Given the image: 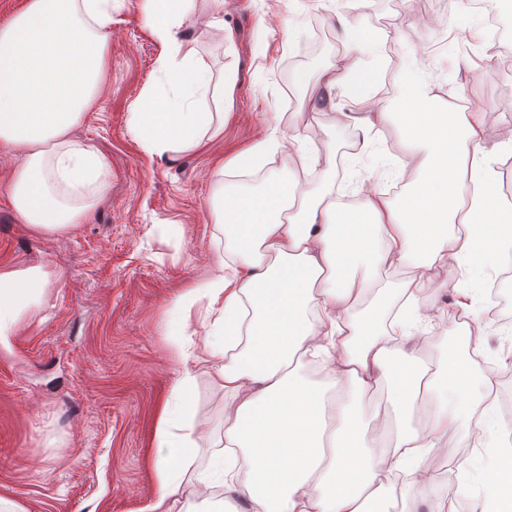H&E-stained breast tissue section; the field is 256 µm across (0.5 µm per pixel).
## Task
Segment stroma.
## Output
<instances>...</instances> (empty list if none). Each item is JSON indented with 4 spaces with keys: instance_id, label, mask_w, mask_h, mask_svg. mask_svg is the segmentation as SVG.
<instances>
[{
    "instance_id": "1",
    "label": "stroma",
    "mask_w": 512,
    "mask_h": 512,
    "mask_svg": "<svg viewBox=\"0 0 512 512\" xmlns=\"http://www.w3.org/2000/svg\"><path fill=\"white\" fill-rule=\"evenodd\" d=\"M426 18L397 12L395 0H364L358 9L360 34L374 41V56H358V71L379 84L390 65L386 32L374 31L370 17L399 16L405 34L396 40L402 62L411 48L430 38L436 25L454 22L462 40H475L481 58L512 50V35L476 29L470 10L449 12L448 0H430ZM338 0H224L223 27L187 24L193 41L213 68L236 73L233 106L224 133L206 147L170 160L144 146L130 117L144 88L157 81L159 45L133 5L114 11L103 96L76 131L107 159V190L93 213L65 232L36 233L16 217L10 180L17 159L0 145V271L42 267L50 274L40 305L0 344V495L17 499L25 512H144L158 493L152 470L158 414L169 399L179 365L168 339L170 310L188 285L204 281L224 252V235L213 222L210 202L214 171L270 131L287 136L285 84L302 89L296 120L303 136L336 156L337 178L325 186L331 197L362 200L364 189L392 200L404 194L399 156L386 147L398 138L389 120L371 118L369 152L349 150L348 128L337 120L318 121L332 103L317 101L321 74L336 63L333 33ZM318 15L327 31L321 54L284 71L309 31L305 17ZM233 40H226V33ZM467 57L445 52L436 60L433 87L441 102L455 92L464 100L498 107L486 125L484 142L494 147L512 135V75L496 73L471 85L455 78ZM445 292L420 307L433 325L425 356L430 369L472 357L474 371L508 359L497 389L512 398V353L502 354V328L486 331L474 345L441 317L457 299L456 275L433 270ZM188 403L200 419L217 424L224 395L202 368ZM461 433L449 429L448 454L425 457L434 477L424 489L396 480L390 490L393 512L417 500L420 512H443L447 496L466 502L483 497L480 479L490 463L481 449L459 452Z\"/></svg>"
}]
</instances>
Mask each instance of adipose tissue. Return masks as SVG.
Segmentation results:
<instances>
[{
	"instance_id": "ef3b65f1",
	"label": "adipose tissue",
	"mask_w": 512,
	"mask_h": 512,
	"mask_svg": "<svg viewBox=\"0 0 512 512\" xmlns=\"http://www.w3.org/2000/svg\"><path fill=\"white\" fill-rule=\"evenodd\" d=\"M195 0H137L161 47V81L149 85L131 121L148 150L190 152L224 130L235 77L213 73L179 31L196 20ZM112 0H27L0 24V144L19 163L11 198L19 219L55 234L90 214L106 184L107 162L74 132L99 100L108 64ZM381 117L393 120L418 179L403 207L372 190L361 205L326 199L297 174L269 175L261 189L216 194L211 211L223 224L224 255L207 279L179 294L168 340L182 366L158 418L154 475L159 487L147 512H182L178 490L241 497L247 512H391L386 483L395 472L420 488L432 477L419 458L445 451L449 427L467 422L461 447L498 434L495 376L473 374L468 360L429 374L419 346L431 343L420 296L434 281L412 282L403 270L512 264V204L494 187L512 138L482 147L484 112L440 105L432 84L409 73ZM293 147L304 168L330 177L332 151L310 146L299 131L269 135L232 160L260 169ZM391 270L378 281L372 268ZM48 281L38 267L0 271V337L41 301ZM201 322V350L188 330ZM207 364L224 392L218 452L184 475L200 421L183 398L195 364ZM384 394L410 416L403 424L355 406ZM489 504L512 512V449L485 472Z\"/></svg>"
}]
</instances>
